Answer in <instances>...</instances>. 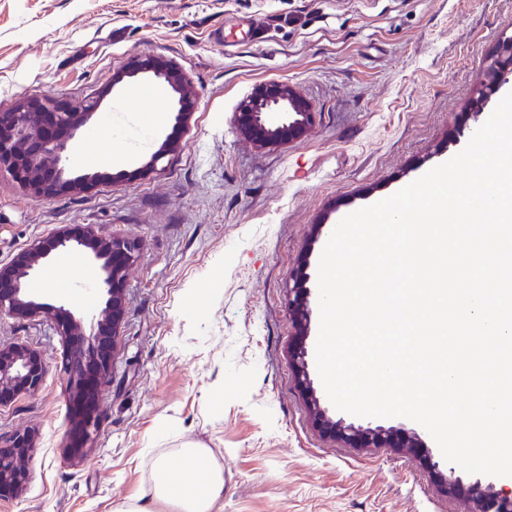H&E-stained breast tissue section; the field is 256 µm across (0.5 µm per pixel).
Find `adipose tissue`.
I'll use <instances>...</instances> for the list:
<instances>
[{
	"label": "adipose tissue",
	"mask_w": 512,
	"mask_h": 512,
	"mask_svg": "<svg viewBox=\"0 0 512 512\" xmlns=\"http://www.w3.org/2000/svg\"><path fill=\"white\" fill-rule=\"evenodd\" d=\"M203 449L187 446L181 450V466L172 469L165 458H156L151 467L153 493L171 512H211L224 490L220 470L200 476Z\"/></svg>",
	"instance_id": "1"
}]
</instances>
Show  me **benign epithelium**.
<instances>
[{"label": "benign epithelium", "instance_id": "obj_1", "mask_svg": "<svg viewBox=\"0 0 512 512\" xmlns=\"http://www.w3.org/2000/svg\"><path fill=\"white\" fill-rule=\"evenodd\" d=\"M134 68L150 73L179 92L178 109L174 116L178 126L191 115L196 92L191 85L176 80L174 71L161 68L153 59L137 60ZM512 38L502 41L491 58L485 88L475 102V113L503 85L512 81ZM97 103L88 101L77 112L48 102L31 99L19 102L11 111L0 112V171L5 170L27 186L38 197L82 187L87 178L68 174L67 152L69 141L86 125L87 117L96 110ZM240 134L254 144L279 146L297 141L312 128L315 113L290 85H277L274 90H263L246 101L236 114ZM83 250L102 262L98 284L104 296V307L98 314L84 318L73 314L62 305L37 302L27 295V279L36 274L54 253L64 249ZM137 243L123 237L102 239L92 230L81 236L65 230L42 238L19 253L10 263L0 265V312L19 315L45 314L53 317L60 336L67 347L63 371L73 394L81 392L86 382V364L94 361L99 366L100 383L111 373V354L124 316L125 273L134 262ZM297 278L290 292L297 325L307 331L311 322L310 275L296 272ZM308 351L296 356V375L301 390L310 398L311 412L330 429L351 443H381L396 433L403 444L415 448L422 445L419 433L413 428L385 426L365 421L357 416L333 419L316 396L306 360ZM46 375V365L35 350L22 345H0V405L20 393L36 394ZM33 448L32 435L20 432L6 441H0V500L13 498L28 479L26 468ZM445 490L450 495L464 492V512H512V493L496 489L491 482L477 477L469 483L449 469L444 477Z\"/></svg>", "mask_w": 512, "mask_h": 512}]
</instances>
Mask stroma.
<instances>
[{
	"mask_svg": "<svg viewBox=\"0 0 512 512\" xmlns=\"http://www.w3.org/2000/svg\"><path fill=\"white\" fill-rule=\"evenodd\" d=\"M510 35L512 0H0V112L89 98L105 112L139 83L167 107L151 152L122 163L108 140L76 136L69 164L88 189L38 198L0 173V264L75 226L140 244L84 448L51 320L0 313V344L47 365L38 393L0 405L1 439L34 435L29 480L0 512H120L136 498L169 512L151 499V463L178 465L189 444L223 473L213 512H461L429 433L419 448L354 445L315 422L293 351H315L319 303L301 335L288 290L296 271L317 276L328 228L461 151L455 130L484 123L471 107ZM148 57L197 90L187 125L172 122L178 93L132 70ZM272 84L293 86L316 121L262 148L235 114ZM29 288L77 313L104 305L94 284Z\"/></svg>",
	"mask_w": 512,
	"mask_h": 512,
	"instance_id": "35a3bbf8",
	"label": "stroma"
}]
</instances>
